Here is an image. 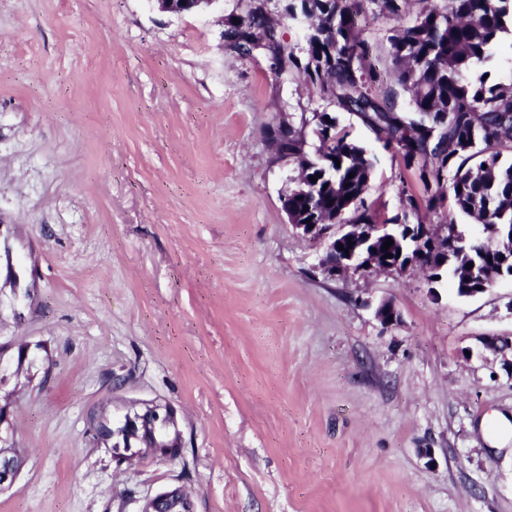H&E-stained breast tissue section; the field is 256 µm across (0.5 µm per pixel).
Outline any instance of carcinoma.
<instances>
[{
  "mask_svg": "<svg viewBox=\"0 0 512 512\" xmlns=\"http://www.w3.org/2000/svg\"><path fill=\"white\" fill-rule=\"evenodd\" d=\"M367 1L376 5L377 16L392 20L404 18L413 2H303L317 34L304 56L280 39L261 7L243 30L234 20L225 21V42L240 49L259 37L266 40L278 73L302 78L321 98L356 115L395 150L405 169L414 171L425 194L403 190L401 213L384 223L403 224L423 210L437 211L449 199L446 226L455 224L456 212L478 224L512 226V84L493 82L482 73L466 77L492 58L503 34L512 35V0H448L451 8L428 5L411 23L393 29L388 36L392 64L398 86L411 97L412 116L397 110L394 95L376 90L372 46L360 24ZM277 139L302 170L296 182L315 186L302 196L288 186V208L299 221L317 224L333 215L338 224L378 223L366 202L374 158L336 117L322 122L314 156L305 151L302 131L291 125L279 130ZM489 257L512 269V252L502 253L489 241L448 252V274L458 295L491 287L467 269L471 264L476 273L489 275Z\"/></svg>",
  "mask_w": 512,
  "mask_h": 512,
  "instance_id": "obj_1",
  "label": "carcinoma"
}]
</instances>
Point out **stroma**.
I'll return each instance as SVG.
<instances>
[{"mask_svg": "<svg viewBox=\"0 0 512 512\" xmlns=\"http://www.w3.org/2000/svg\"><path fill=\"white\" fill-rule=\"evenodd\" d=\"M244 11L0 0V405L25 456L0 512H141L171 487L193 512H512V350L489 347L512 277L464 298L415 269L325 274L267 135L330 105L224 50ZM392 26L364 22L382 93ZM338 118L396 214L421 184ZM148 404L175 410L178 460L89 437V412Z\"/></svg>", "mask_w": 512, "mask_h": 512, "instance_id": "obj_1", "label": "stroma"}]
</instances>
